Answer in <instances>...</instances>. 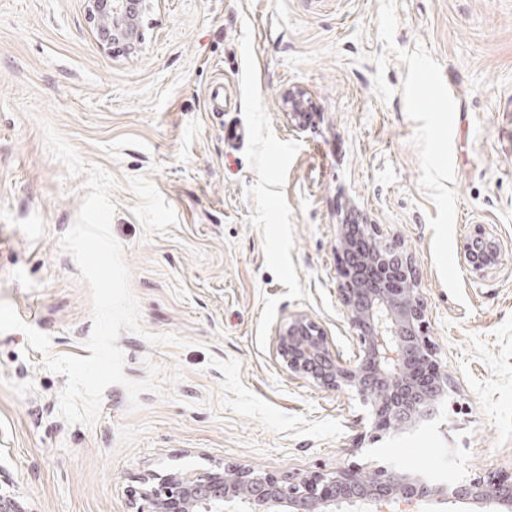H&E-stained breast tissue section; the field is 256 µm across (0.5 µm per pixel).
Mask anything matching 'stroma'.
Instances as JSON below:
<instances>
[{
	"label": "stroma",
	"instance_id": "stroma-1",
	"mask_svg": "<svg viewBox=\"0 0 512 512\" xmlns=\"http://www.w3.org/2000/svg\"><path fill=\"white\" fill-rule=\"evenodd\" d=\"M45 121L118 181L145 333L185 340L122 333L126 378L151 361L160 388L109 386L91 424L59 417L67 378L44 366L89 357L92 329L58 244L84 179L48 154ZM349 214L412 253L451 384L436 419L372 441L356 394L291 376L273 344L304 313L356 353L337 291ZM479 226L501 247L482 274L460 255ZM0 301L51 338L44 354L0 333V465L33 512H133L141 475L228 464L512 478V0H161L133 55L99 49L84 0H0Z\"/></svg>",
	"mask_w": 512,
	"mask_h": 512
}]
</instances>
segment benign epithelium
I'll list each match as a JSON object with an SVG mask.
<instances>
[{
  "label": "benign epithelium",
  "instance_id": "7a95c632",
  "mask_svg": "<svg viewBox=\"0 0 512 512\" xmlns=\"http://www.w3.org/2000/svg\"><path fill=\"white\" fill-rule=\"evenodd\" d=\"M160 0H85L86 16L104 51L120 45L142 51L144 20ZM350 238L340 225L337 253L338 293L344 315L359 339L353 359L331 351L327 332L303 313L275 332L278 356L292 375L313 385L348 389L371 407L370 438L406 433L432 419L448 394V374L425 335L426 303L412 254L400 241L384 236L377 224H358ZM466 264L482 274L500 263L498 244L477 227L463 244ZM136 512H234L243 502L249 512H336L342 503L384 512L387 505L442 501L482 502L489 512H512V482L474 478L451 487L397 468L353 466L334 473L281 479L254 468L226 466L222 471L177 470L142 478ZM0 512H31L10 480L0 485Z\"/></svg>",
  "mask_w": 512,
  "mask_h": 512
}]
</instances>
